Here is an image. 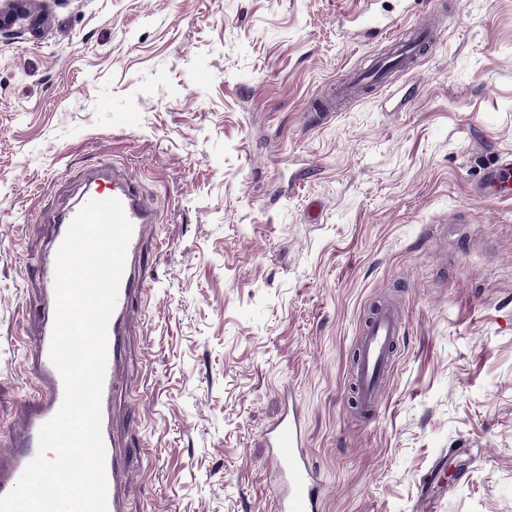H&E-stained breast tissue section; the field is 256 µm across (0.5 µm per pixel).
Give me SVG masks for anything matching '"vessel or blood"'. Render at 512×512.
Instances as JSON below:
<instances>
[{
    "mask_svg": "<svg viewBox=\"0 0 512 512\" xmlns=\"http://www.w3.org/2000/svg\"><path fill=\"white\" fill-rule=\"evenodd\" d=\"M341 26L347 34L355 37L365 34L383 36L388 53L349 80L330 88L323 100L331 107L340 100L357 98L366 85L385 82L392 71L413 69L434 38L435 17L427 15L423 22L399 32L391 16L376 13L366 2L355 14L343 17ZM112 198L121 202L133 225V232L116 306L107 329V369L101 395L102 436L106 449L108 512H126L116 487L126 470L127 461L124 450L112 433V409L128 393V379L119 366L126 356L132 300L148 288L152 280L149 269L142 262V255L160 217L143 205L130 180L104 170L86 178L77 198L61 206L54 236L42 258L40 332L25 347L38 406L28 417L22 436L0 447V463L4 460L9 463L8 468L0 466V496L14 488L24 468L36 456L39 429L57 413L63 400V381L49 357L55 316L56 252L72 219L88 200ZM404 334V315L393 302L381 305L362 326L352 372L357 410L369 412L378 406L382 388L394 363L396 345ZM267 446L270 450L267 468L272 476L273 512H324L321 481L311 463L301 414L294 402H287L282 415L269 429Z\"/></svg>",
    "mask_w": 512,
    "mask_h": 512,
    "instance_id": "vessel-or-blood-1",
    "label": "vessel or blood"
}]
</instances>
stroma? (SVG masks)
<instances>
[{
    "label": "stroma",
    "instance_id": "obj_1",
    "mask_svg": "<svg viewBox=\"0 0 512 512\" xmlns=\"http://www.w3.org/2000/svg\"><path fill=\"white\" fill-rule=\"evenodd\" d=\"M394 92L328 118L380 38L358 0H29L0 38V438L31 382L50 218L126 166L158 211L114 432L130 512H269L266 428L292 388L324 512H512V0H442ZM406 336L380 409L348 371L374 305Z\"/></svg>",
    "mask_w": 512,
    "mask_h": 512
}]
</instances>
